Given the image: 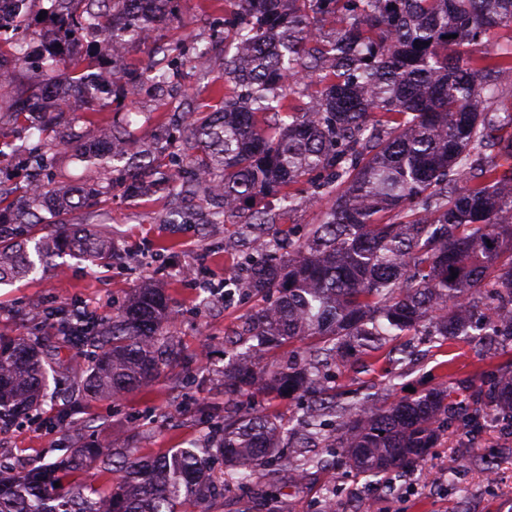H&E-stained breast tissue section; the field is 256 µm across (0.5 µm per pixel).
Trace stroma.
Masks as SVG:
<instances>
[{
  "label": "stroma",
  "instance_id": "1",
  "mask_svg": "<svg viewBox=\"0 0 512 512\" xmlns=\"http://www.w3.org/2000/svg\"><path fill=\"white\" fill-rule=\"evenodd\" d=\"M175 17L155 26L159 43L181 45L178 65L197 102L212 103L215 86L224 82V48L213 45L224 19V0H176ZM101 120H117L130 132L129 146L173 148L187 117H167L147 97L118 104ZM184 220L163 223L171 208ZM64 222L97 225L112 242L116 260L94 267L66 255L56 271L0 285L1 336H55L54 313L76 310L98 320L111 317L136 289L152 286L171 299L178 316L173 334L176 357L144 391L108 399H89L78 371L82 357L63 352V365L45 410L66 417L56 427L34 418L0 433V463L26 471L48 463L62 448L88 434L111 440L117 448L156 454L171 448H201L202 435L224 414V365L232 347L227 336L240 331L259 299L236 288L240 262L253 256L255 229L248 224H209L199 198L171 204L162 194L131 197L113 191L98 212L75 209ZM394 356L353 352L324 369V390L336 406L357 401L375 404L406 398L408 389L422 394L454 390L472 403L487 386L492 370H512V344L485 336H462L446 342L426 334L395 338ZM257 410L279 412L288 419L292 443L325 459L322 468L297 474L284 459L260 470L249 487H225L208 512H512V425L483 419L472 434L452 422L436 448L403 471L375 477L345 464L343 452L325 447L302 417L312 409L305 397L251 391Z\"/></svg>",
  "mask_w": 512,
  "mask_h": 512
}]
</instances>
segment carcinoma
Returning a JSON list of instances; mask_svg holds the SVG:
<instances>
[{
	"mask_svg": "<svg viewBox=\"0 0 512 512\" xmlns=\"http://www.w3.org/2000/svg\"><path fill=\"white\" fill-rule=\"evenodd\" d=\"M54 40L36 64L45 83L15 96L13 121L36 126L47 152L70 148L88 159L76 187L39 179L46 155L13 149L26 172L27 198L0 189V283L36 268L52 269L65 252L93 266L115 260L100 232L41 214L94 208L113 183L101 160L122 161L130 192L160 190L179 198L207 189L211 224H276L295 206L291 187L309 183L307 197H327L319 223L288 240V255L272 239L241 263L237 287L277 298L245 321L246 349L224 367V395L235 409L205 435L224 458L215 481L209 453L176 448L139 456L130 448L75 445L54 461L31 467L26 481L0 470V512H180L200 508L226 485L249 484L253 471L280 453L283 418L241 400L252 388L306 393L319 382L316 360L262 366L250 353L317 336L318 355L376 351L391 336L421 329L446 341L488 327L512 342V109L492 107L512 84V0H231L224 14V87L218 103L199 109L183 96L173 48L159 45L146 66L121 69L135 96L148 74L168 111L193 116L176 152L100 154L83 144L74 118L61 126L56 97L59 42L89 37L94 45L70 70L98 115L112 111L100 86L114 44L151 29L174 0H49ZM339 21L333 33L323 23ZM509 35L492 52L477 47L492 32ZM26 62L23 43L0 38V86ZM279 194L278 214L256 209ZM458 272L451 278V271ZM175 310L154 288H140L105 322L78 312L61 317L73 345L87 347L83 383L108 398L149 385L174 354ZM61 350L48 339L0 338V430L29 418L51 398L49 372ZM499 420L512 423V373L480 392ZM479 421L460 412L450 390L435 389L383 406L364 403L339 424V447L360 474L376 476L411 465L434 447L441 420ZM110 479L101 489L77 477ZM74 478L67 497L54 483Z\"/></svg>",
	"mask_w": 512,
	"mask_h": 512,
	"instance_id": "obj_1",
	"label": "carcinoma"
}]
</instances>
